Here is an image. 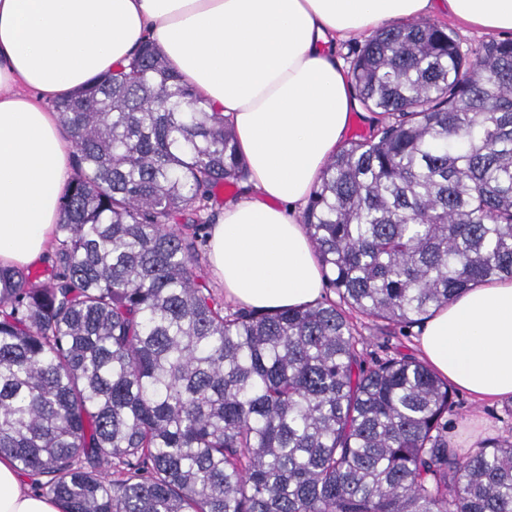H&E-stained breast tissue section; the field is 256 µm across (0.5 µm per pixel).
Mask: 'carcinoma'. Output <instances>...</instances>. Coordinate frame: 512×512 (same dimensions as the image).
Here are the masks:
<instances>
[{
  "mask_svg": "<svg viewBox=\"0 0 512 512\" xmlns=\"http://www.w3.org/2000/svg\"><path fill=\"white\" fill-rule=\"evenodd\" d=\"M383 121L302 213L338 300L232 309L201 272L224 113L146 39L54 103L76 149L47 266H0V457L64 512H512V439L448 448V380L367 367L355 312L423 322L512 278V39L420 20L349 68Z\"/></svg>",
  "mask_w": 512,
  "mask_h": 512,
  "instance_id": "obj_1",
  "label": "carcinoma"
}]
</instances>
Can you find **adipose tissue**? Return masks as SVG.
I'll return each instance as SVG.
<instances>
[{"label": "adipose tissue", "mask_w": 512, "mask_h": 512, "mask_svg": "<svg viewBox=\"0 0 512 512\" xmlns=\"http://www.w3.org/2000/svg\"><path fill=\"white\" fill-rule=\"evenodd\" d=\"M512 31V0H0V265L41 261L60 216L70 143L46 104L153 40L228 118L251 192L224 207L209 262L257 311L319 300L300 213L358 111L337 41L440 16ZM425 364L481 402L512 400V280L478 284L424 320ZM0 512H63L0 458Z\"/></svg>", "instance_id": "1"}]
</instances>
